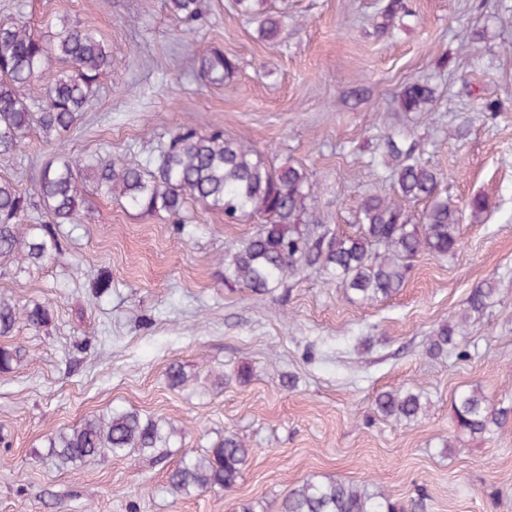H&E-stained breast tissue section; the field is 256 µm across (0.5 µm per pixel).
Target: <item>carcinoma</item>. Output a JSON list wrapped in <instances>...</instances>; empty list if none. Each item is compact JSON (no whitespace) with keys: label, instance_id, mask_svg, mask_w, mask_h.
<instances>
[{"label":"carcinoma","instance_id":"cac0c4a2","mask_svg":"<svg viewBox=\"0 0 512 512\" xmlns=\"http://www.w3.org/2000/svg\"><path fill=\"white\" fill-rule=\"evenodd\" d=\"M181 26L190 31L201 15V0H165ZM284 18H266L258 33L273 40ZM71 65L45 88L44 99L31 106L20 89L39 78L50 59ZM200 70L212 84H222L236 70L232 59L217 48L205 50ZM112 71V52L92 29L63 25L36 35L22 15L0 21V155L21 150L29 131L52 144L73 129L88 107L99 78ZM434 89L426 82L404 85L396 98L405 112L429 111ZM393 164L395 197L369 194L358 210L356 230H332L309 224L313 183L300 165L279 164L221 129L201 134L184 125L148 152L142 162L119 165L109 154L90 157L61 153L40 170L32 188L18 189L0 178V262L20 259L42 266L63 253V224H77L85 205V186L117 195L134 209L177 217L187 200L224 214V223L254 220L257 229L224 250V283L253 292H267L305 270L318 267L328 282H338L363 302L387 298L402 288L410 261L424 251L440 258L461 247L458 209L437 192L438 174L423 164L415 144L387 143ZM429 201L422 223H410L405 203ZM41 207L48 224L22 223L31 208ZM501 289L484 282L472 289L467 305L452 325H442L430 338L429 352L439 354L459 344V329L482 319ZM36 329L51 324L49 306L21 308L0 296V336L13 335L20 322ZM21 349L0 348V371L21 363ZM378 410L415 421L424 412L421 395L411 389L384 391ZM454 419L472 436L503 429L512 422V405H489L481 387L469 386L454 394ZM174 428L144 419L135 410L92 416L47 439V448L62 466H78L101 458L166 447ZM249 448L235 434L222 443L185 459L169 475L179 494L201 493L219 486L233 490L242 478ZM278 512H412V505L393 501L379 489L338 479H306L281 501Z\"/></svg>","mask_w":512,"mask_h":512}]
</instances>
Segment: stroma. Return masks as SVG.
<instances>
[{
	"mask_svg": "<svg viewBox=\"0 0 512 512\" xmlns=\"http://www.w3.org/2000/svg\"><path fill=\"white\" fill-rule=\"evenodd\" d=\"M381 0H202L182 31L163 0H0L47 31H98L112 73L60 145L29 133L0 156V178L31 189L65 150L134 164L185 124L223 128L274 162L302 165L315 185L311 218L342 231L362 198L390 196L386 140L417 143L461 212V250L420 255L403 288L366 303L316 270L265 293L224 284V250L256 229L190 202L180 219L90 191L80 223L61 227L63 259L0 268V296L49 305L51 325H22L0 347L27 358L0 371V512H275L306 479L374 485L392 499L423 496V512H512V426L459 431L452 399L478 385L512 404V291L468 325L458 349L433 357L427 338L453 323L473 288L512 283V0H411L381 31ZM286 14L276 45L260 19ZM234 57L223 84L197 57ZM435 89L431 114L400 111L410 80ZM497 103L482 112L483 103ZM491 207L472 214L474 194ZM109 278L111 288L95 285ZM181 365L185 382L169 387ZM250 381L236 378L241 368ZM421 392L417 421L380 413V392ZM133 409L175 429L161 455L131 453L59 466L48 436L92 415ZM239 436L251 453L233 491L181 495L168 476L184 458Z\"/></svg>",
	"mask_w": 512,
	"mask_h": 512,
	"instance_id": "1",
	"label": "stroma"
}]
</instances>
